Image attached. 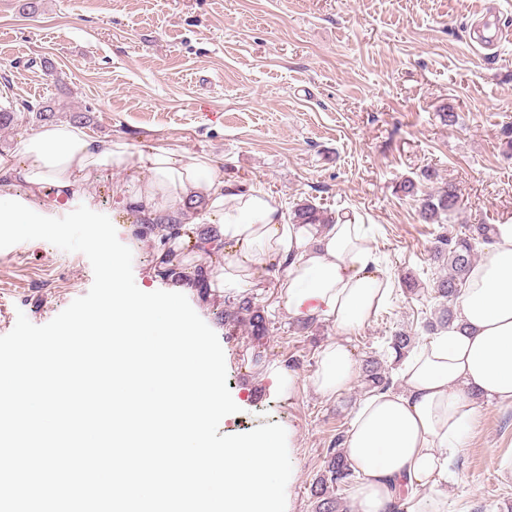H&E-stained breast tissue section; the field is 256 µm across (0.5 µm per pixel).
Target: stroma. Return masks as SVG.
<instances>
[{"mask_svg": "<svg viewBox=\"0 0 512 512\" xmlns=\"http://www.w3.org/2000/svg\"><path fill=\"white\" fill-rule=\"evenodd\" d=\"M476 0H0V105L55 100L87 113L83 130L148 147L211 157L238 190L260 189L284 211L308 200L371 225L381 269L394 282L385 309L351 336L356 364L380 358L400 387L389 337L430 338L442 268L432 251L441 232L512 224V43L483 49L471 38ZM455 113L445 124L443 112ZM134 170L90 177L62 200L25 186L14 195L36 213L62 217L78 206L107 215L133 253L140 290L167 291L156 268L165 251L142 231L129 201ZM430 192L456 185L460 208L444 225L426 224L401 181ZM93 283L87 257L43 240L0 249V336L18 314L51 321ZM273 275L249 289L275 329L267 357L252 361L244 327L218 321L216 291H184L217 334L227 386L240 410L223 435L277 423L293 434L289 512H313L311 486L337 434L347 433L366 396L363 382L334 399L307 378L321 347L337 337L309 328L277 305ZM296 376L274 388L272 367ZM479 418L443 492L448 512H512V406L477 398Z\"/></svg>", "mask_w": 512, "mask_h": 512, "instance_id": "obj_1", "label": "stroma"}]
</instances>
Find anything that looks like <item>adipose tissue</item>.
<instances>
[{"mask_svg":"<svg viewBox=\"0 0 512 512\" xmlns=\"http://www.w3.org/2000/svg\"><path fill=\"white\" fill-rule=\"evenodd\" d=\"M127 169L138 173L131 201L141 218L183 215L188 199L205 201L207 219L218 227L222 262L213 285L220 293L241 294L274 270L289 316L336 329L338 340L321 348L308 378L317 394L333 398L354 386L346 338L375 319L393 292L365 225L346 216L333 224L286 222L281 204L264 191L225 187L207 155L162 148L133 154L122 140H93L66 122L40 126L17 152L0 154V235L24 209L8 193L16 183L60 198L81 178ZM455 311V330L403 360L401 390L371 392L357 406L343 443L358 476L350 488L354 512H446L436 489L448 480L450 450L477 419L473 394L512 405V224L496 225Z\"/></svg>","mask_w":512,"mask_h":512,"instance_id":"obj_1","label":"adipose tissue"}]
</instances>
